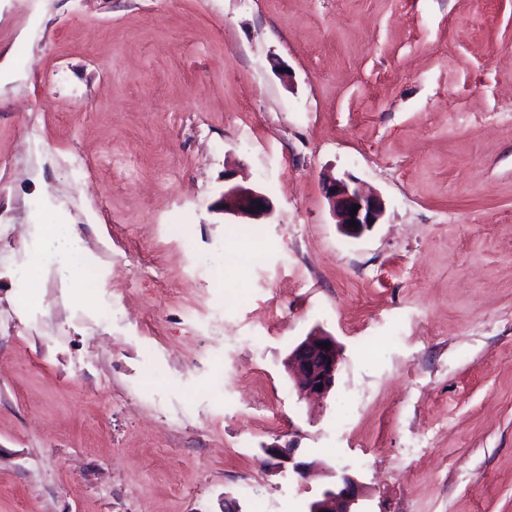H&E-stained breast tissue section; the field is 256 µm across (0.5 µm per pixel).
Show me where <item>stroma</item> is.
<instances>
[{
	"instance_id": "1",
	"label": "stroma",
	"mask_w": 512,
	"mask_h": 512,
	"mask_svg": "<svg viewBox=\"0 0 512 512\" xmlns=\"http://www.w3.org/2000/svg\"><path fill=\"white\" fill-rule=\"evenodd\" d=\"M5 63L0 512H308L342 472L362 512H512V0H0ZM324 190L336 224L345 236L361 238L376 224H380L385 212L383 199L365 191L353 178L328 176L324 180ZM354 204L360 205V208L351 216ZM352 221H356V227H350ZM220 201L224 213L236 217L259 220L272 214L273 207L269 198L254 188L236 184L224 187ZM258 204H262L261 209H258ZM68 226V224H50L47 225V229L54 238L61 229L67 231L68 237L66 242L61 244L60 250L55 249V251L60 257L63 269L70 274L72 283H75L77 280L81 279L84 273L87 255L84 249L77 245ZM327 343V348H321ZM342 352L334 337L324 332L313 333L297 344L288 355L286 366L297 388L312 396L323 398L336 383ZM318 385H322L319 390ZM298 447L295 444L289 443L285 446L273 445L266 447L264 453L273 460H277V464L280 467H284L288 463L292 465L293 472L298 474L300 477L305 478L307 471V464L296 461V453Z\"/></svg>"
}]
</instances>
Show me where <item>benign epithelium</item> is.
<instances>
[{"label":"benign epithelium","instance_id":"obj_1","mask_svg":"<svg viewBox=\"0 0 512 512\" xmlns=\"http://www.w3.org/2000/svg\"><path fill=\"white\" fill-rule=\"evenodd\" d=\"M325 197L340 231L347 237L359 239L380 223L385 212L383 199L367 192L353 178L329 176L324 180ZM224 213L236 217L259 220L272 214V203L263 193L254 188L230 185L224 188L221 197ZM360 205L356 214H351L354 205ZM356 226H350V223ZM328 347L323 348L321 344ZM342 352L334 337L318 332L307 336L288 355L286 366L294 377L297 388L312 396L323 398L336 383L340 370ZM298 447L292 443L264 448V453L278 461L279 466L292 465L293 472L306 476L307 464L296 460ZM360 484L350 474L338 476L336 483L313 499L311 512H358Z\"/></svg>","mask_w":512,"mask_h":512}]
</instances>
